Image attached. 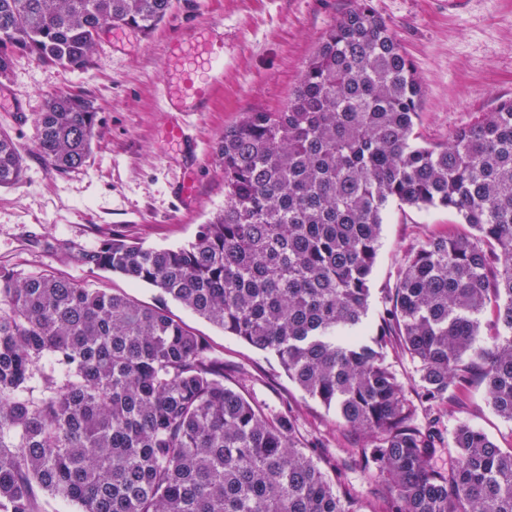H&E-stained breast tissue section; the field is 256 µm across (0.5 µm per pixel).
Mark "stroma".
I'll use <instances>...</instances> for the list:
<instances>
[{
    "label": "stroma",
    "instance_id": "1",
    "mask_svg": "<svg viewBox=\"0 0 512 512\" xmlns=\"http://www.w3.org/2000/svg\"><path fill=\"white\" fill-rule=\"evenodd\" d=\"M355 0H177L151 35L113 51L100 36L87 68L66 70L17 57L7 81L21 113L0 111L22 156L25 178L0 189V266L27 274L45 272L128 296L169 311L223 357L228 385L270 412L296 415L308 444L338 454L361 447L362 434L347 430L335 413L308 397L270 354L224 334L204 318L162 295L91 265L69 251L93 249L112 230L149 247H176L193 240L199 224L224 205V171L214 146L225 127L246 112L284 110L325 31ZM392 28L422 80L421 143L446 144L454 131L477 123L497 103L512 98V0H369ZM223 22L224 77L210 111L179 114L194 143L183 158L164 136L168 118L157 95L164 80L167 45L188 23ZM59 90L92 99L100 124L86 164L60 174L33 142L44 99ZM196 177L191 203L178 205L173 187L186 171ZM455 212L396 202L385 212L372 273L367 323L377 327L388 288L394 287L404 254L429 236L459 230ZM461 421L483 430L500 447L512 448V422L489 406L485 387L472 381L448 407L446 429Z\"/></svg>",
    "mask_w": 512,
    "mask_h": 512
}]
</instances>
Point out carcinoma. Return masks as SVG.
<instances>
[{
  "instance_id": "cac0c4a2",
  "label": "carcinoma",
  "mask_w": 512,
  "mask_h": 512,
  "mask_svg": "<svg viewBox=\"0 0 512 512\" xmlns=\"http://www.w3.org/2000/svg\"><path fill=\"white\" fill-rule=\"evenodd\" d=\"M174 0H0V79L29 56L87 67L104 26L147 34ZM422 82L367 0L322 36L282 112L253 110L215 150L224 208L185 245L114 231L70 259L158 288L277 358L366 437L337 458L304 446L295 416L224 383V358L166 309L46 273L0 267V512H359L361 471L383 512H512V449L439 411L473 377L512 421V99L443 147L416 142ZM99 112L55 93L35 150L83 167ZM0 130V188L23 180ZM454 211L470 232L405 256L374 336L366 323L383 212ZM495 300V333L479 341ZM415 364L410 399L388 361Z\"/></svg>"
}]
</instances>
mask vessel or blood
<instances>
[{"instance_id": "vessel-or-blood-1", "label": "vessel or blood", "mask_w": 512, "mask_h": 512, "mask_svg": "<svg viewBox=\"0 0 512 512\" xmlns=\"http://www.w3.org/2000/svg\"><path fill=\"white\" fill-rule=\"evenodd\" d=\"M220 23L190 29L170 41L166 54L167 79L158 98L166 112H204L224 69Z\"/></svg>"}]
</instances>
